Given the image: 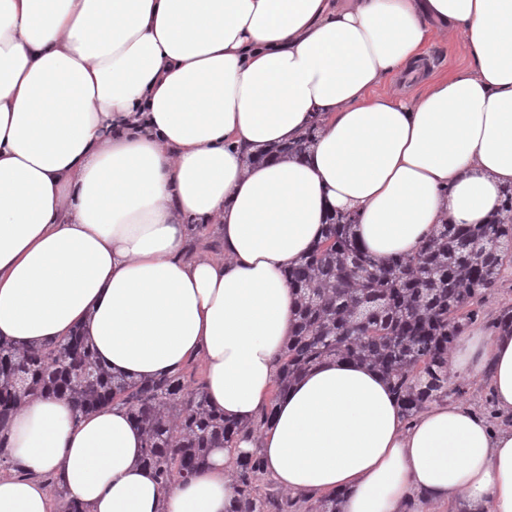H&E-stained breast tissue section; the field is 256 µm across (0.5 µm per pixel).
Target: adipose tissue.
<instances>
[{"mask_svg":"<svg viewBox=\"0 0 512 512\" xmlns=\"http://www.w3.org/2000/svg\"><path fill=\"white\" fill-rule=\"evenodd\" d=\"M455 34L467 70L382 91ZM314 123L305 156L268 157ZM511 191L512 0H0V338L78 330L141 380L200 355L213 410L274 409L259 440L164 486L123 406L25 402L0 430L19 469L0 512H63L47 474L88 512H231L256 445L280 488L339 494L340 512H512V427L448 401L406 420L381 372L338 358L273 394L285 272L332 213L381 260ZM201 224L222 256L189 254ZM450 360L512 416V330L463 333Z\"/></svg>","mask_w":512,"mask_h":512,"instance_id":"obj_1","label":"adipose tissue"}]
</instances>
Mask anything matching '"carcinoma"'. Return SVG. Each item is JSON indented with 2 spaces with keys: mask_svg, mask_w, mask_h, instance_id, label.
Wrapping results in <instances>:
<instances>
[{
  "mask_svg": "<svg viewBox=\"0 0 512 512\" xmlns=\"http://www.w3.org/2000/svg\"><path fill=\"white\" fill-rule=\"evenodd\" d=\"M316 129L311 125L283 150L307 152ZM508 201L503 216L442 224L415 254L382 262L358 245L355 218L330 219L323 240L288 272L299 310L281 357L277 395L333 357L386 374L409 419L448 395V350L464 326L479 320V298L512 263V195ZM56 393L79 412L113 402L126 407L142 430L143 461L166 485L194 475L212 449L255 437L272 418L265 411L256 426L227 420L210 409L204 386L189 389L178 373L149 381L115 375L78 331L34 349L0 340V427L23 399ZM263 469L256 451L238 462L235 512H289V501L256 494Z\"/></svg>",
  "mask_w": 512,
  "mask_h": 512,
  "instance_id": "1",
  "label": "carcinoma"
}]
</instances>
